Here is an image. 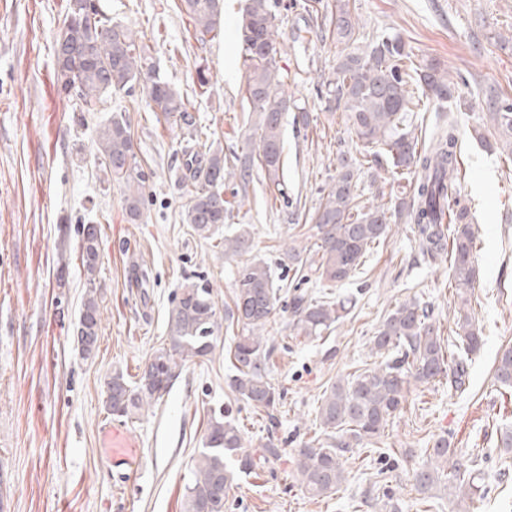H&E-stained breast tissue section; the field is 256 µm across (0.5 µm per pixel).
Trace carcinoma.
Here are the masks:
<instances>
[{
  "label": "carcinoma",
  "mask_w": 512,
  "mask_h": 512,
  "mask_svg": "<svg viewBox=\"0 0 512 512\" xmlns=\"http://www.w3.org/2000/svg\"><path fill=\"white\" fill-rule=\"evenodd\" d=\"M334 8L326 33L344 46L345 54L325 83L326 94L342 108L346 124L361 142L365 162L390 166V190L378 192L376 203L358 201L359 169L340 158L336 175L311 216L315 249L308 255L304 248L288 246V267L297 273L313 270L329 288L341 284L352 277L371 245L386 236L390 222L404 220L412 225L423 257L430 261L449 258L460 298L456 334L466 351L475 352L482 336L468 311L467 294L477 279L476 237L470 208L460 196L457 103L448 72L433 60L418 59L398 35L376 41L365 38L349 0H336ZM180 10L189 18L197 41L204 43L219 35L221 0H180ZM63 37L72 51L64 58L55 56L56 81L60 92L67 95L74 90L81 111L99 112L112 94L139 84L157 117L170 125L186 121L188 96L160 75L149 47L137 41L136 32L103 18L95 0H69L57 34ZM278 38L276 16L268 0H247L240 21L241 58L245 92L258 122L256 154L244 157L241 172L248 176L256 164L274 185L280 184L283 174L282 119L289 108L277 60ZM414 84L421 86L439 119L429 146L421 151L410 129L413 101L409 87ZM484 119L483 128H492L493 138L478 128L476 136L489 149L512 159V100L487 94ZM96 145L103 170L125 187L127 220L141 223L145 173L136 160L126 121L114 117L99 125ZM176 181L188 189L185 223L193 236L215 244L226 255H238L250 247V232L245 228L218 238L219 227L231 214L224 200V154L220 150L204 144L187 150ZM79 258L85 291L75 331L78 344L85 336L99 338L101 331L100 250L94 224L83 225ZM234 282V307L228 309L226 319L240 327L241 333L227 350L233 370L229 387L236 400L272 420L282 390L266 373L271 348L263 330L276 312L283 286L267 264L255 260L237 266ZM289 308L297 335L307 340L323 337L348 315L343 301H323L303 293L293 294ZM218 328L212 289L185 280L168 311L166 342L151 353L134 377L115 370L106 382L107 412L116 419H132L161 403L187 361L214 353ZM371 351L379 356L393 351L397 357L325 390L318 408L321 436L294 449L296 481L311 497H327L340 490L346 455L384 433L404 408L411 385L444 378L457 392L465 385L466 359L447 349L432 311L416 300H406L388 314L373 336ZM495 380L512 389V347L499 353ZM282 452L272 435L262 448L246 450L235 420L212 412L203 448L193 458L183 512H225L235 475L255 474L277 462ZM471 463V459H459L447 439H439L431 448L430 463L414 473L413 486L426 496L445 480L463 498H482L484 487L466 478Z\"/></svg>",
  "instance_id": "1"
}]
</instances>
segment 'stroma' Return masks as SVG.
Wrapping results in <instances>:
<instances>
[{
  "instance_id": "1",
  "label": "stroma",
  "mask_w": 512,
  "mask_h": 512,
  "mask_svg": "<svg viewBox=\"0 0 512 512\" xmlns=\"http://www.w3.org/2000/svg\"><path fill=\"white\" fill-rule=\"evenodd\" d=\"M323 2L314 19L309 0H269L285 51L283 90L309 115L305 123L284 115V178L275 186L257 169L241 177L235 162L255 147L238 36L245 0H224L221 34L203 45L179 0H96L105 16L138 31L162 75L187 91L189 121L175 126L157 120L139 85L114 93L105 113L79 111L75 99L59 95L55 77L68 0H0V512H182L192 459L214 410L235 419L247 447L271 434L283 450L271 468L236 478L226 512H379L367 497L385 493L398 512H512V454L500 446V431L512 422V391L494 380L499 350L512 346V163L470 136L486 89L512 99V0H350L369 38L400 35L454 80L461 195L477 236L472 312L483 345L467 362L464 391L444 380L412 386L382 436L348 459L339 492L313 499L296 484L293 450L318 430L324 391L379 363L371 339L395 304H427L444 339L457 340L449 263L424 259L403 221L390 224L342 285L300 281L286 266L289 245L316 241L306 216L335 176L337 154L359 152L326 94L343 47L321 36L335 0ZM200 65L211 75L204 96L192 82ZM106 114L129 122L146 173L139 224L125 218L122 183L106 180L98 164L96 128ZM192 129L224 153V198L234 208L223 232L248 228L247 253L213 251L183 222L187 198L174 174ZM88 222L100 231L105 288L99 347L86 359L74 336L84 292L80 228ZM251 260L268 263L303 293L350 301L349 315L312 342L296 335L287 309L270 321L267 373L283 392L271 420L234 399L223 348L238 330L222 324L213 356L187 362L161 404L120 424L116 442L132 446L131 463H109L105 436L115 422L104 400L113 370L136 375L164 343L167 312L184 279L207 281L222 312L231 303L233 270ZM134 267L148 272L146 287H129ZM440 437L459 456L477 457L484 498L439 490L424 499L414 491L411 475Z\"/></svg>"
}]
</instances>
